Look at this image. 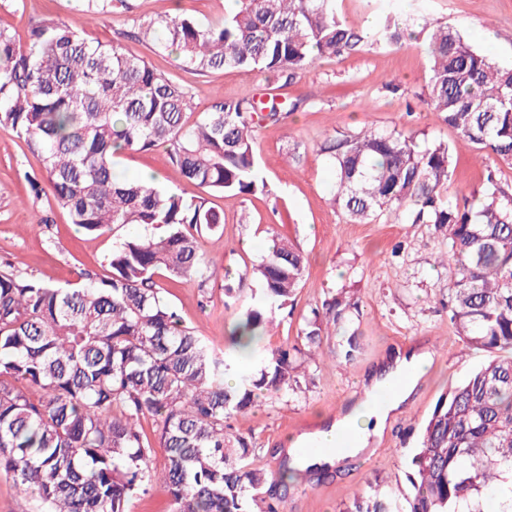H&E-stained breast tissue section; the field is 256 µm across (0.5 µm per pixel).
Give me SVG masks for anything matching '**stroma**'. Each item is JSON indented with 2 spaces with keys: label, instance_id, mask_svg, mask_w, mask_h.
<instances>
[{
  "label": "stroma",
  "instance_id": "1",
  "mask_svg": "<svg viewBox=\"0 0 512 512\" xmlns=\"http://www.w3.org/2000/svg\"><path fill=\"white\" fill-rule=\"evenodd\" d=\"M130 11L115 9L90 17L73 0H0V28L25 40L31 24L51 19L82 36L119 43L171 76L192 95L197 112L222 99L277 97L296 106L275 123L259 127L257 155L267 183L265 192L242 196L217 194L211 202L224 213L220 232L206 234L201 250L214 271L206 287L158 276L157 285L185 322L217 351L229 348L239 305L225 297L224 286L254 285L252 270L266 250L270 235L297 244L308 263L293 311L278 313L262 336L260 350L300 346L303 315L321 305L330 292L351 290L360 314L338 326L341 336L357 334L360 354L353 365L332 361L328 347L303 350L300 358L309 376L301 391L260 399L239 414L233 425L252 436L256 465L279 472L287 441L334 420L361 389V381L395 348L423 347L433 354L410 401L393 414L381 438L322 480L291 491L287 512H342L352 494L367 480L380 478L399 496H409L408 462L418 445L426 418L440 395L483 363L487 352L466 347L448 320L442 300L448 278L434 263L446 242L430 224H408L388 212L367 224L347 222L330 203L333 175L318 146L330 136L357 133L365 126L398 130L420 141H441L451 147L456 167L449 190L479 193L487 169H495L512 195V166L487 151H477L443 124L420 97L429 76L424 34L400 45L365 41L339 58L316 60L294 78L225 70L200 73L179 65L161 47L125 36L130 17L191 14L205 23L223 21L225 0H129ZM388 0H336L337 17L370 33L379 26ZM421 20L460 30L478 49L512 68V0H417ZM121 169L149 171L159 185L191 198L202 190L186 181L165 148L127 151L117 157ZM42 166L25 143L0 127V263L14 272L55 285L79 281L82 273L108 275L103 258L117 238L140 234L127 226L117 235H88L71 223L52 196L35 199L26 174Z\"/></svg>",
  "mask_w": 512,
  "mask_h": 512
}]
</instances>
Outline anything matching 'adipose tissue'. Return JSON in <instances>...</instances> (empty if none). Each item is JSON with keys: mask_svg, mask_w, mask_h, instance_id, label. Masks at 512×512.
I'll use <instances>...</instances> for the list:
<instances>
[{"mask_svg": "<svg viewBox=\"0 0 512 512\" xmlns=\"http://www.w3.org/2000/svg\"><path fill=\"white\" fill-rule=\"evenodd\" d=\"M432 359L428 351L394 355L388 365L372 372L369 381L363 383L361 395L350 410L329 427L290 440V468L302 472L334 465L340 456L333 447L337 437L346 432L354 435L355 443L344 455L361 453L371 437L382 435L389 415L409 400Z\"/></svg>", "mask_w": 512, "mask_h": 512, "instance_id": "1", "label": "adipose tissue"}]
</instances>
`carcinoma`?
<instances>
[{
    "label": "carcinoma",
    "mask_w": 512,
    "mask_h": 512,
    "mask_svg": "<svg viewBox=\"0 0 512 512\" xmlns=\"http://www.w3.org/2000/svg\"><path fill=\"white\" fill-rule=\"evenodd\" d=\"M90 14L113 0H74ZM224 21L190 15L137 18L127 37L159 45L198 72L288 73L317 58L356 50L365 36L336 16L334 0H236ZM408 20L388 15L375 41L399 45ZM429 77L423 102L479 151L512 165V69L497 66L460 31L427 35ZM192 95L118 44L89 41L52 20L32 25L20 44L0 28V127L41 159L49 189L27 176L37 199L51 193L71 223L89 235L127 225L105 257L109 275L84 273L58 287L0 267V471L44 512H128L153 481L168 488L171 512H286L297 473L273 476L250 461L252 443L228 422L265 396L300 388L298 348L256 355L240 368L239 348L254 347L276 311L295 301L302 252L276 236L254 266L259 288L225 286L240 302L233 349L219 357L161 295L155 277L206 286L212 263L200 238L224 224L206 197L186 199L115 168L125 151L166 148L182 176L211 192L265 189L256 126L276 122L282 104L224 100L194 123ZM320 151L334 175L332 204L346 220L370 223L386 211L408 224H432L448 250V321L468 347L491 356L435 403L410 461V496L377 482L354 492L343 512H512V197L497 171L471 200L448 198L452 152L423 148L395 131L365 128L332 137ZM356 303L340 288L303 317L310 348L350 320ZM351 365L350 334L330 349ZM233 383L228 384L226 380ZM156 425V441L142 421ZM165 465L152 466L154 447Z\"/></svg>",
    "instance_id": "cac0c4a2"
}]
</instances>
